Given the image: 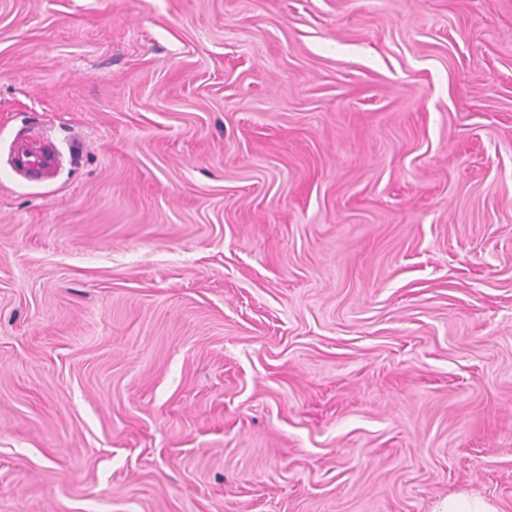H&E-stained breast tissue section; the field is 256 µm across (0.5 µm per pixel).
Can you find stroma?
<instances>
[{
    "instance_id": "obj_1",
    "label": "stroma",
    "mask_w": 512,
    "mask_h": 512,
    "mask_svg": "<svg viewBox=\"0 0 512 512\" xmlns=\"http://www.w3.org/2000/svg\"><path fill=\"white\" fill-rule=\"evenodd\" d=\"M451 494L512 512V0H0V512ZM8 161L21 178L28 181L41 180L57 168L61 154L48 139L31 136L14 145Z\"/></svg>"
}]
</instances>
